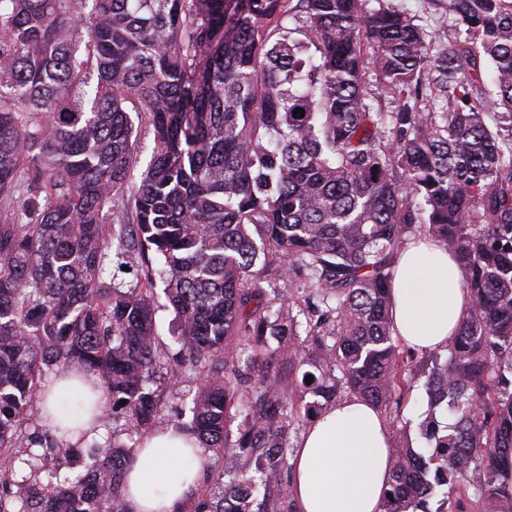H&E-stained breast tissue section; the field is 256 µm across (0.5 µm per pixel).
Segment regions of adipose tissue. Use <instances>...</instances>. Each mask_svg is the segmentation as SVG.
Instances as JSON below:
<instances>
[{
	"mask_svg": "<svg viewBox=\"0 0 512 512\" xmlns=\"http://www.w3.org/2000/svg\"><path fill=\"white\" fill-rule=\"evenodd\" d=\"M395 336L420 350L449 345L469 306L470 295L454 255L434 241L417 239L399 252L392 281ZM94 376L60 374L45 386L39 414L64 442L92 443L91 422L67 431L59 425L56 398L64 391L89 394ZM391 441L377 411L351 398L329 408L308 426L297 444L290 494L298 512H381L389 480ZM201 448L186 432L146 435L125 477L130 512H180L195 486Z\"/></svg>",
	"mask_w": 512,
	"mask_h": 512,
	"instance_id": "ef3b65f1",
	"label": "adipose tissue"
}]
</instances>
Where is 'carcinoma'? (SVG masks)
<instances>
[{
  "label": "carcinoma",
  "instance_id": "cac0c4a2",
  "mask_svg": "<svg viewBox=\"0 0 512 512\" xmlns=\"http://www.w3.org/2000/svg\"><path fill=\"white\" fill-rule=\"evenodd\" d=\"M369 2L0 0V200L23 199L0 211V457L58 447L21 434L50 366L98 378L100 424L170 423L150 386L158 278L173 361L206 371L192 435L246 462L210 474L194 512H297L290 431L345 395L393 428L382 512H512L497 475L512 451V0H448L465 39L435 54L412 17ZM370 72L397 111L368 103ZM412 237L458 258L471 297L451 345L422 357L391 319ZM132 256L145 288L112 275ZM418 383L425 455L402 415ZM137 445H93L91 483L48 468L18 496L4 474L0 512H129Z\"/></svg>",
  "mask_w": 512,
  "mask_h": 512
}]
</instances>
